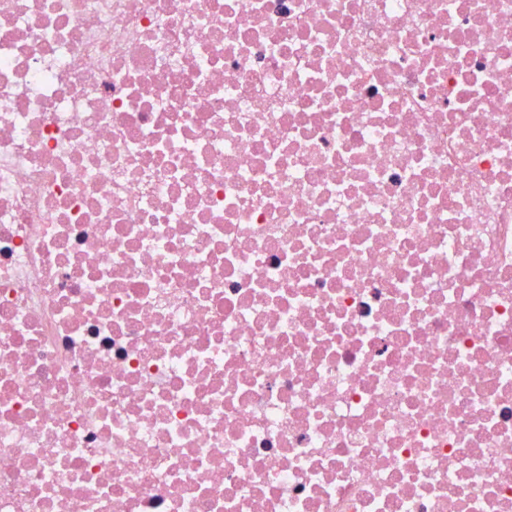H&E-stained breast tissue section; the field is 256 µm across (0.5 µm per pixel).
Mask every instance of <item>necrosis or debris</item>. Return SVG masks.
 <instances>
[{
    "mask_svg": "<svg viewBox=\"0 0 512 512\" xmlns=\"http://www.w3.org/2000/svg\"><path fill=\"white\" fill-rule=\"evenodd\" d=\"M0 512H512V0H0Z\"/></svg>",
    "mask_w": 512,
    "mask_h": 512,
    "instance_id": "4bbe7bcc",
    "label": "necrosis or debris"
}]
</instances>
